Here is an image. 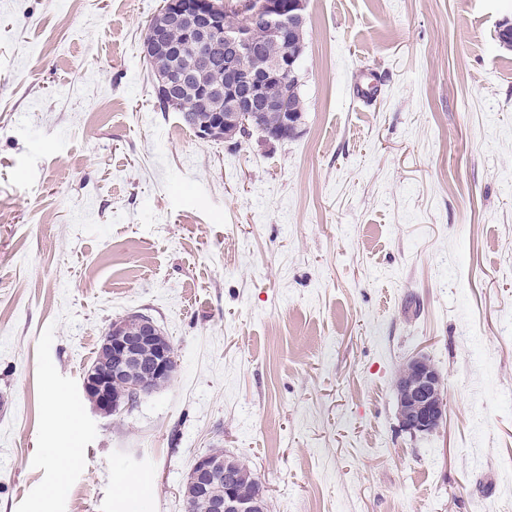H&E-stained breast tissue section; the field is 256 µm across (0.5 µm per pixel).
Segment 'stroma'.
<instances>
[{
	"label": "stroma",
	"instance_id": "1",
	"mask_svg": "<svg viewBox=\"0 0 512 512\" xmlns=\"http://www.w3.org/2000/svg\"><path fill=\"white\" fill-rule=\"evenodd\" d=\"M162 2L0 0V512H185L210 448L270 512H512V0H307L302 131L238 145L160 111ZM134 312L176 370L103 417ZM398 417L411 435L436 429L446 417L443 379L424 356L407 361L395 380Z\"/></svg>",
	"mask_w": 512,
	"mask_h": 512
}]
</instances>
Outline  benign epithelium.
Here are the masks:
<instances>
[{"label": "benign epithelium", "mask_w": 512, "mask_h": 512, "mask_svg": "<svg viewBox=\"0 0 512 512\" xmlns=\"http://www.w3.org/2000/svg\"><path fill=\"white\" fill-rule=\"evenodd\" d=\"M305 10L306 0H246L241 23L226 28L222 0H167L149 26L144 57L176 50L170 35L177 32L187 38L194 56L187 66L158 77L156 94L173 98L194 86L204 100L224 103V111H215L201 122L194 113H183L202 140L229 141L247 128V119L262 115L276 118V123L264 127L266 140L282 141L298 133L302 119L285 85L299 64V44L293 36L305 24ZM263 52L266 57L260 69H243V58ZM216 63L224 64V84L202 83L201 76ZM105 347L101 369L84 381L85 395L104 414L130 405L134 396L153 392L171 374L166 340L147 316L132 327L112 324ZM395 391L402 430L412 435L428 433L446 417L443 379L426 357H414L402 366ZM189 479L210 500L212 512H263L267 487L260 480L253 487L239 484L225 460L197 455Z\"/></svg>", "instance_id": "7a95c632"}]
</instances>
